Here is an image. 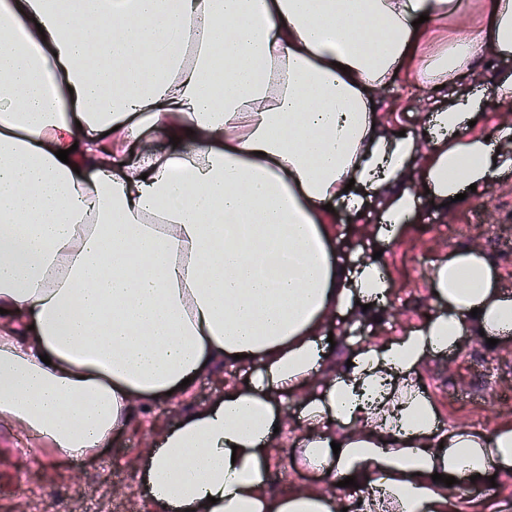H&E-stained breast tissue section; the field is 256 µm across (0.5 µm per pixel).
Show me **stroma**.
<instances>
[{"instance_id":"stroma-1","label":"stroma","mask_w":512,"mask_h":512,"mask_svg":"<svg viewBox=\"0 0 512 512\" xmlns=\"http://www.w3.org/2000/svg\"><path fill=\"white\" fill-rule=\"evenodd\" d=\"M476 81L462 77L438 93L417 89L400 79L374 97L383 118L382 130L421 132L424 113L450 105L470 93ZM382 201L369 197L361 216L337 210L336 249L345 259L369 258L381 252L393 282L391 302L374 317L333 316L329 325L335 342L328 375L341 369L350 349L406 335L440 309L429 286L434 265L448 252L476 245L486 252L498 272L502 291L512 294V171L488 189L473 193L464 205L443 209L421 202V218L399 242L387 246L379 239ZM254 363H219L196 377L187 393L157 399L138 408L133 421L113 434L96 457L56 459L41 440L0 422V512H30L33 501L57 505V512H155L141 482L138 466L157 448L162 433L179 424L185 413L214 404L227 386H244L257 371ZM424 395L447 427L472 428L469 401H482L489 390L512 393V336L496 345L461 342L445 354H432L416 377ZM306 392L282 393L275 406L283 420L271 461L272 493L280 495L312 486L346 500L351 488L340 487L321 473L296 463L294 455L304 435L299 416ZM449 512H512V473L497 474L494 483L476 491L448 489Z\"/></svg>"}]
</instances>
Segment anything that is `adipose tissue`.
<instances>
[{"label": "adipose tissue", "mask_w": 512, "mask_h": 512, "mask_svg": "<svg viewBox=\"0 0 512 512\" xmlns=\"http://www.w3.org/2000/svg\"><path fill=\"white\" fill-rule=\"evenodd\" d=\"M0 0V420L87 458L137 405L216 362L259 370L187 413L139 477L156 512H340L313 487L268 492L273 397L302 404V454L354 477L357 512H448L439 473L512 468V425L447 430L413 377L465 335L512 334L482 248L449 253L442 307L321 381L334 312L387 303L380 259L336 251L328 205L385 199L386 242L512 167L470 123L512 105V75L384 135L371 101L400 76L431 92L512 56V0ZM457 31L418 51L437 25ZM68 151L60 161L57 151ZM419 168L420 184L409 180ZM340 452H333V443Z\"/></svg>", "instance_id": "1"}]
</instances>
